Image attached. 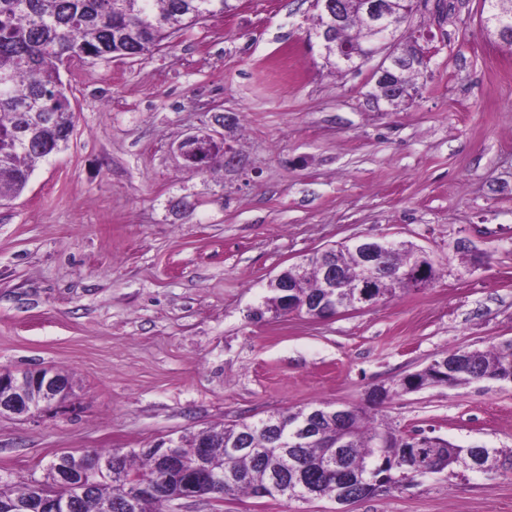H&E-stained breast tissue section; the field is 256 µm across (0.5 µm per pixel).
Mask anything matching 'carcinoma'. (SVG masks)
I'll return each mask as SVG.
<instances>
[{
	"mask_svg": "<svg viewBox=\"0 0 512 512\" xmlns=\"http://www.w3.org/2000/svg\"><path fill=\"white\" fill-rule=\"evenodd\" d=\"M391 17L403 24L413 13L415 0H380ZM489 6L487 23L497 34L498 21L512 33V0H484ZM237 9L235 0H0V202L19 197L28 185L36 163L66 147L75 126V114L61 79L60 66L66 57L85 62L115 57H140L159 49L166 40L201 20ZM345 21L336 25L334 11L317 15L314 35L331 32L333 48L326 67L332 73L347 71L342 56H356L376 44L364 20L362 0H345ZM424 75L422 68L399 73L396 90L402 100L412 98L415 80ZM336 272L355 280L359 268L351 244L331 248ZM325 252L315 251L303 262L283 270L285 281L293 283L294 298L303 305L325 297L322 267ZM419 262L431 264L427 253L405 241H383L377 271V293L388 301L410 287L400 273ZM336 305L349 309L358 301L357 289L338 288ZM282 292L269 289L256 314L286 315ZM452 352L443 350L416 373L421 388L463 387L512 375V340L494 343L486 349L469 351L465 365L448 372L441 358ZM307 413L305 409L282 411L270 419L240 421L220 428L210 427L177 439V448L187 466L196 462L199 446H205L207 477L200 483L204 496L222 498L243 494L255 498L289 496L288 489L262 493L272 477L288 484V472L277 470L280 448H290L295 465L302 470L305 483L318 493L333 492L336 482L358 475L363 482V497L376 495L374 480L383 467L415 477L425 471L443 472L465 467L470 461L493 456L497 468L512 473V448H463L444 439L424 448L418 461L404 455L399 440L404 432L376 418L363 406H348L344 418L327 417L312 424V433L296 434ZM384 439L387 447H377ZM256 448L257 454L231 457L233 445ZM95 455L110 459L122 457V468L110 474L87 471L79 455L67 457L84 478L87 493L76 501V512H107L105 505L132 495L142 480H150L164 489V495L138 502L137 512H164L181 491L183 477L163 469L155 453L148 448H109ZM59 499L70 498L74 488L59 479L58 460L46 466L44 478L17 483L0 477V501L24 502L34 499V490Z\"/></svg>",
	"mask_w": 512,
	"mask_h": 512,
	"instance_id": "carcinoma-1",
	"label": "carcinoma"
}]
</instances>
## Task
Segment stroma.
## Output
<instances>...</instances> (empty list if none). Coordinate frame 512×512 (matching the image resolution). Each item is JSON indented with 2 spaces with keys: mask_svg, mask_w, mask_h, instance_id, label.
I'll use <instances>...</instances> for the list:
<instances>
[{
  "mask_svg": "<svg viewBox=\"0 0 512 512\" xmlns=\"http://www.w3.org/2000/svg\"><path fill=\"white\" fill-rule=\"evenodd\" d=\"M312 0H240L143 58L62 69L75 128L0 205V371L72 377L69 401L0 418V475L61 452L147 448L211 425L369 390L446 349L512 339V52L483 0H420L403 35L437 52L411 103L366 99L373 62L331 75ZM286 59L277 83L268 63ZM234 117V166L179 143ZM353 236L410 241L430 286L317 321L251 320L274 275ZM381 415L463 447L512 448V383L428 387ZM228 496L179 512H333ZM352 512H512V476L442 472Z\"/></svg>",
  "mask_w": 512,
  "mask_h": 512,
  "instance_id": "35a3bbf8",
  "label": "stroma"
}]
</instances>
